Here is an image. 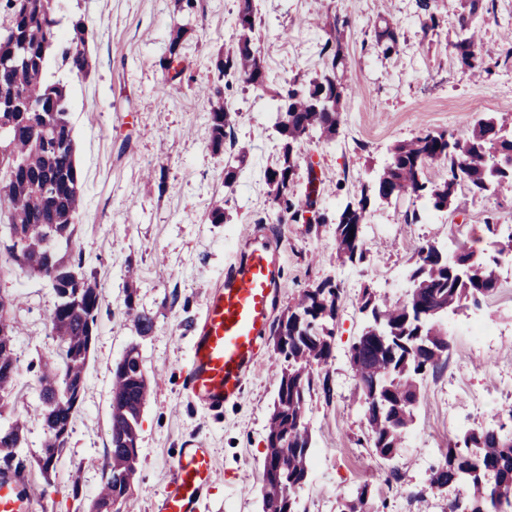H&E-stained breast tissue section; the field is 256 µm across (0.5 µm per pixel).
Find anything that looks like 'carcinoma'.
Segmentation results:
<instances>
[{"mask_svg":"<svg viewBox=\"0 0 512 512\" xmlns=\"http://www.w3.org/2000/svg\"><path fill=\"white\" fill-rule=\"evenodd\" d=\"M59 0H5L8 24L0 31V206L8 222L0 224L4 263L16 265L48 281L57 303L50 315L58 346L39 375V405L43 438L36 462L46 485H51L55 459L65 448L77 412L91 347L95 338L102 293L96 277L84 270L82 254H73L75 220L83 204L80 171L69 114L66 86L46 76L49 58L60 55L72 72L91 71L87 51L88 28L82 19L72 23L69 37L58 29ZM481 0H464L454 48L461 62L473 69L482 65L476 51ZM237 40L215 59L216 81L205 88L210 103L211 147L224 151L234 128L225 90L232 77L248 87L268 89L264 58L257 46V17L253 0H237L234 19ZM189 28L176 25L169 56L159 67L174 81L183 71H172L180 59ZM398 46L393 23L385 22L378 47L390 55ZM327 60L322 74L308 81L297 78L272 91L277 103L275 128L282 141L280 163L266 170L269 207L254 223L296 220L313 206L314 191L294 194L300 146L310 138L336 139L343 98L350 92L344 48L333 23V33L320 44ZM507 119L486 115L471 129L456 135L425 131L408 142L395 144L390 160L375 181L362 186L357 201L336 214V258L343 264L363 263L369 248L364 237L370 196L381 201L407 199L422 203L427 212L458 209L457 188L474 195L512 192V137L503 134ZM237 148L234 162L224 166V186L231 188L247 161V149ZM441 168L440 180L428 170ZM467 266L448 265V254L434 241L417 251L415 274L421 287L403 301L388 303L370 290L363 309L373 325L352 346L350 364L364 400L368 424L366 443L381 458H393L414 421L420 400V382L427 373L445 366L448 336L438 324L441 314L468 302L477 305L495 290L497 280L485 252L462 251ZM341 290L332 280L305 289L279 320L275 353L286 367L276 382V397L268 421L263 463L260 512H299L295 493L307 481L312 464L311 434L307 423L308 397L320 386L331 387L327 367L333 358L332 338ZM12 302L0 296V417L10 405L16 381L17 327L10 316ZM127 315L138 335H149L154 317L139 309L135 292L127 290ZM149 394V382L139 345L133 344L112 372L111 448L100 465L98 500L114 504L128 500L139 460V423ZM24 423L16 418L0 423V473L27 470ZM430 484L437 489L465 486V501L449 504V512H512V436L503 428L468 429L448 445L443 461L432 469ZM344 512H371L368 485L358 488Z\"/></svg>","mask_w":512,"mask_h":512,"instance_id":"cac0c4a2","label":"carcinoma"}]
</instances>
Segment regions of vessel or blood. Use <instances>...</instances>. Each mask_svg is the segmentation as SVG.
<instances>
[{
  "label": "vessel or blood",
  "mask_w": 512,
  "mask_h": 512,
  "mask_svg": "<svg viewBox=\"0 0 512 512\" xmlns=\"http://www.w3.org/2000/svg\"><path fill=\"white\" fill-rule=\"evenodd\" d=\"M279 280L274 236L257 231L246 237L239 256L224 271L223 284L206 301L192 346L187 382L192 398L220 407L240 396L247 375L258 369ZM173 470V483L162 500L161 512H199L202 491L213 471L207 450L183 449ZM24 486L21 477L0 474V512H30Z\"/></svg>",
  "instance_id": "vessel-or-blood-1"
}]
</instances>
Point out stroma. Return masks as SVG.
I'll use <instances>...</instances> for the list:
<instances>
[{"label":"stroma","mask_w":512,"mask_h":512,"mask_svg":"<svg viewBox=\"0 0 512 512\" xmlns=\"http://www.w3.org/2000/svg\"><path fill=\"white\" fill-rule=\"evenodd\" d=\"M440 19L424 32L420 0H254L260 49L272 87L293 77L312 79L325 63L318 45L332 21H341L347 77L352 86L341 108L335 141H310L301 149L294 181L304 195L309 177L319 184L314 210L327 216L360 196L387 160L393 145L423 131L462 134L488 113L512 115V0H483L487 23L474 75L453 47L460 0H430ZM195 16L177 0H61L62 32L84 19L93 68L88 76L50 59L47 75L68 90L70 121L81 173L84 206L75 246L87 272L102 289L95 342L82 402L66 447L56 459L52 484L29 468L32 512H88L100 484L99 464L111 446L112 370L131 344H138L150 379L141 413L139 461L128 503L112 512H158L183 448L209 449L214 479L199 512H259L266 427L284 363L273 341L262 348L260 370L241 398L213 412L190 398L186 378L191 346L210 291L223 281L236 248L254 231L253 218L267 209L266 169L281 157L274 131L275 105L268 95L233 82L226 99L237 117L234 137L250 155L234 188L224 186L227 153L210 145L209 104L199 89L214 78L213 61L236 42V0H198ZM396 23V53L383 55L375 27ZM189 24L181 79L168 81L158 62L169 33ZM226 200L231 220L210 221L213 202ZM455 214L407 222L408 201L374 203L367 231L371 252L360 265L336 260L335 224L270 223L283 269L273 318L286 314L298 295L326 279L342 288L332 340L331 395L315 389L309 401L312 466L297 491L300 512H341L361 485H368L375 512H448L461 487L431 488L440 450L462 431L497 427L512 408V266L500 265L498 289L480 308L449 314L447 361L428 377L398 453L384 460L368 448L361 393L350 366L352 344L365 326L364 291L403 300L411 284L418 247L428 240L450 248L489 247L487 225H512V196L474 198L459 193ZM154 317L152 332L138 336L126 314L127 289ZM0 295L12 299L18 321L19 361L14 410L28 415V440L37 446L41 424L39 363L55 350L49 315L57 298L47 282L18 267L0 271ZM494 319L495 336L477 341L466 325L476 316Z\"/></svg>","instance_id":"35a3bbf8"}]
</instances>
